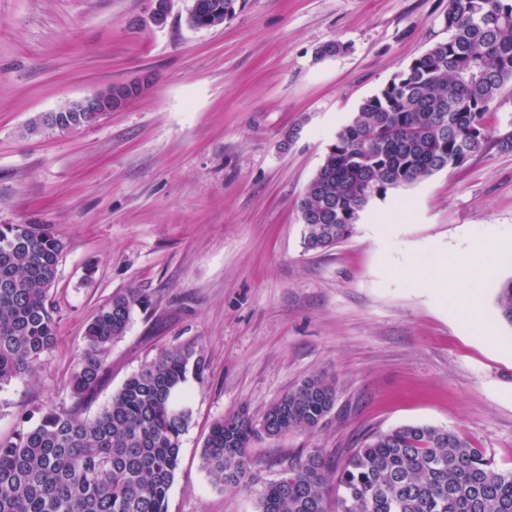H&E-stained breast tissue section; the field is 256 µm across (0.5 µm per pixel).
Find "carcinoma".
Instances as JSON below:
<instances>
[{
  "mask_svg": "<svg viewBox=\"0 0 512 512\" xmlns=\"http://www.w3.org/2000/svg\"><path fill=\"white\" fill-rule=\"evenodd\" d=\"M237 0H189L193 28L220 26ZM448 39L413 59L336 133L299 202L305 251L351 236L374 198L457 168L489 142L487 114L512 83V0H448ZM85 112L33 119L30 135L72 131ZM63 243L35 224L0 225V385L37 374L54 347L49 299ZM136 291L112 296L85 329L68 385L70 408L50 409L0 439V512H167L191 411L177 401L188 374L205 371L191 344L144 362L93 417L81 409L106 373L105 355L130 324ZM512 323V279L498 293ZM336 401L324 373L304 378L260 420L248 408L214 422L203 467L217 485L256 482L249 448L313 432ZM258 512H512V470H500L459 434L429 425L378 433L332 465L318 450L292 458L263 485Z\"/></svg>",
  "mask_w": 512,
  "mask_h": 512,
  "instance_id": "1",
  "label": "carcinoma"
}]
</instances>
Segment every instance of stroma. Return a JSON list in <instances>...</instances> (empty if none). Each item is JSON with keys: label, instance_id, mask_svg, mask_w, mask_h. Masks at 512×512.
Returning a JSON list of instances; mask_svg holds the SVG:
<instances>
[{"label": "stroma", "instance_id": "obj_1", "mask_svg": "<svg viewBox=\"0 0 512 512\" xmlns=\"http://www.w3.org/2000/svg\"><path fill=\"white\" fill-rule=\"evenodd\" d=\"M188 0L150 23V0H0V224L64 244L50 302L57 342L36 376L0 386V438L73 403L68 377L99 307L145 297L84 405L94 416L161 351L191 344L206 369L167 512H257L256 491L212 482L211 425L254 418L314 373L336 403L311 433L256 441L259 482L289 458L331 459L405 424L455 431L512 469V151L389 190L352 235L303 248L298 203L338 129L436 42L448 0H245L196 29ZM341 41L346 53L316 59ZM140 81L98 122L27 135L35 116ZM502 242L492 271L473 245Z\"/></svg>", "mask_w": 512, "mask_h": 512}]
</instances>
